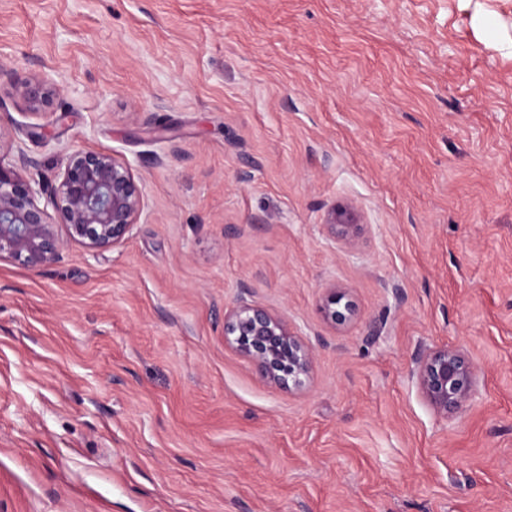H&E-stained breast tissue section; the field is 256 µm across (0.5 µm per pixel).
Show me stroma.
Masks as SVG:
<instances>
[{
    "mask_svg": "<svg viewBox=\"0 0 512 512\" xmlns=\"http://www.w3.org/2000/svg\"><path fill=\"white\" fill-rule=\"evenodd\" d=\"M0 61L30 181L145 187L123 244L0 262V512H512V0H0ZM241 296L304 389L225 342ZM443 345L480 374L448 420L410 376ZM12 88L16 96L36 109L49 105L58 92V88L50 81L37 77L14 82ZM327 225L337 234L347 240L351 239L357 221L355 215L351 211L333 209L328 216ZM325 321L333 325H344L355 316V307L346 289L336 286L326 289L319 307ZM224 339L271 385L300 390L309 380L314 355L311 344L286 317L243 296L224 315Z\"/></svg>",
    "mask_w": 512,
    "mask_h": 512,
    "instance_id": "obj_1",
    "label": "stroma"
}]
</instances>
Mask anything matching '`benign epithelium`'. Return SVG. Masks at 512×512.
Wrapping results in <instances>:
<instances>
[{
	"label": "benign epithelium",
	"mask_w": 512,
	"mask_h": 512,
	"mask_svg": "<svg viewBox=\"0 0 512 512\" xmlns=\"http://www.w3.org/2000/svg\"><path fill=\"white\" fill-rule=\"evenodd\" d=\"M12 88L36 109L49 105L58 92L50 81L37 77L17 81ZM33 165L23 153L8 162L0 157V261L39 268L55 261L70 243L89 251L120 245L139 223L143 186L132 167L112 154L72 151L53 184L28 180L24 171ZM327 225L349 240L357 221L351 211L333 210ZM319 310L335 326L355 316L346 289L336 286L326 289ZM224 339L271 385L300 390L309 380L311 344L286 317L243 296L224 315ZM411 376L442 418L464 411L479 383L478 367L462 350L448 345L418 352Z\"/></svg>",
	"instance_id": "benign-epithelium-1"
}]
</instances>
